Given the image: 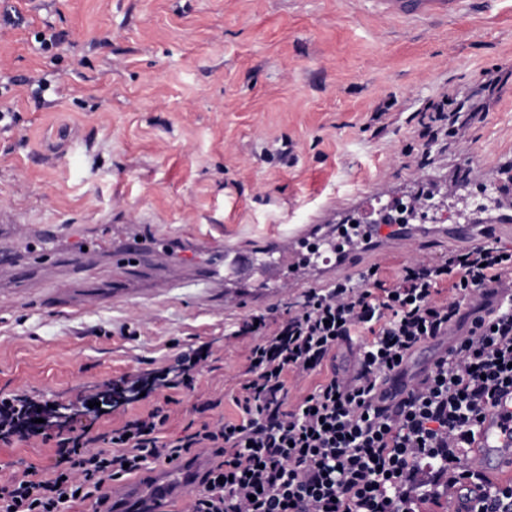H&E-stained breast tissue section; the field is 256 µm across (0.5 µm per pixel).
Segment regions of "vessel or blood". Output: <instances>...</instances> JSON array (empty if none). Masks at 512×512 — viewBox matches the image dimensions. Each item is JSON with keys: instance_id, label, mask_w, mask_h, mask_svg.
Returning <instances> with one entry per match:
<instances>
[{"instance_id": "vessel-or-blood-1", "label": "vessel or blood", "mask_w": 512, "mask_h": 512, "mask_svg": "<svg viewBox=\"0 0 512 512\" xmlns=\"http://www.w3.org/2000/svg\"><path fill=\"white\" fill-rule=\"evenodd\" d=\"M379 13L387 18L414 25L428 16L453 17L462 12L465 0H376ZM467 183L483 184L497 192L512 191V182L503 178L500 170L476 167L466 176ZM359 212L363 220L359 236L353 244L341 246L340 225L299 224L291 231L263 236L253 245L230 244L223 236H205L201 259H190L193 272L207 281L239 291L261 286L307 290L364 271L365 259L397 245H410L433 239L448 249L472 247L500 235V224H473L448 217L432 218L425 224H377L376 212H391L395 198L366 190L358 195ZM141 231L131 224H118L112 237L118 247L112 250L115 265L140 271L144 258L158 266L169 261V250L161 243L145 246ZM59 252L44 248L34 254L27 265H19L13 250L0 249V271L9 273L22 288L30 287L33 272L45 261H57ZM410 378L404 371L392 373L382 387V404L398 402L409 390ZM512 413V391L497 392L495 402L484 413L467 456V466L475 480L455 484L448 490V512H475L483 503L489 486L512 483V423L506 422ZM203 459L197 458L176 468L160 469L143 480L124 482L112 489L117 512H176L187 492L199 487Z\"/></svg>"}]
</instances>
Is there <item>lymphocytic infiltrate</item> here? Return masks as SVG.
Wrapping results in <instances>:
<instances>
[{
  "label": "lymphocytic infiltrate",
  "mask_w": 512,
  "mask_h": 512,
  "mask_svg": "<svg viewBox=\"0 0 512 512\" xmlns=\"http://www.w3.org/2000/svg\"><path fill=\"white\" fill-rule=\"evenodd\" d=\"M427 158L460 143V112L436 109L424 125ZM512 278V245L493 238L429 260L411 256L389 278L379 266L308 290L287 319L244 315L228 333L250 336L247 363L232 401L233 419L188 423L165 438L174 392L195 391L201 356L183 354L175 379L160 380L148 408L92 436L105 415L57 436L27 426L32 399L0 396V443H56L47 469L30 466L0 485V512H63L93 501L112 506V486L191 452L210 465L186 512H418L464 476L468 443L484 406L512 388V302L482 328L468 326L436 358L395 410L375 405L380 383L425 342L459 325L464 304ZM359 337L352 373L331 372L296 405L289 378L320 370L340 342Z\"/></svg>",
  "instance_id": "f902f5d3"
}]
</instances>
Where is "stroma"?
I'll list each match as a JSON object with an SVG mask.
<instances>
[{"label": "stroma", "mask_w": 512, "mask_h": 512, "mask_svg": "<svg viewBox=\"0 0 512 512\" xmlns=\"http://www.w3.org/2000/svg\"><path fill=\"white\" fill-rule=\"evenodd\" d=\"M471 2L408 26L374 0H0L20 16L0 25L4 234L58 224L74 257L128 214L153 240L208 231L245 243L326 206L348 215L361 187L400 196L420 173L445 184L512 165V0ZM49 28L60 43L39 50ZM447 92L476 113L467 142L428 166L422 114ZM381 103L378 134L367 121ZM169 273L178 288L140 274L116 296L125 272L102 251L63 303L49 299L54 282L19 288L0 274V393L69 405L127 374L173 372L192 344L208 353L201 394L181 396L170 433L204 398L216 402L208 418H235L250 339L224 328L245 311ZM126 323L137 335H121ZM52 455L0 443V483Z\"/></svg>", "instance_id": "1"}]
</instances>
